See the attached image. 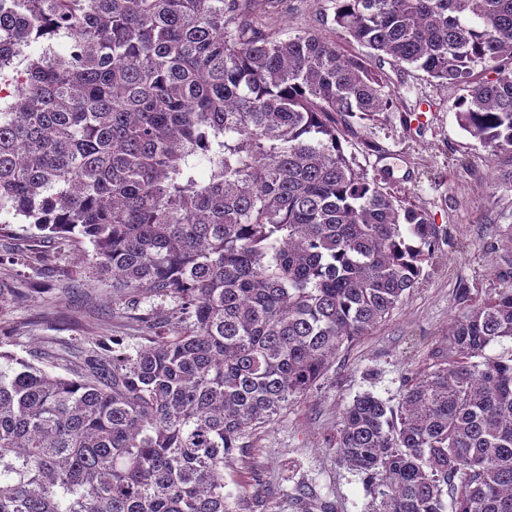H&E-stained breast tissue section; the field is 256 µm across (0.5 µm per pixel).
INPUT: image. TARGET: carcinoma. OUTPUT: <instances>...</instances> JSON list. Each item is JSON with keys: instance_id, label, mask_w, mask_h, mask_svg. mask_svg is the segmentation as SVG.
Segmentation results:
<instances>
[{"instance_id": "1", "label": "carcinoma", "mask_w": 512, "mask_h": 512, "mask_svg": "<svg viewBox=\"0 0 512 512\" xmlns=\"http://www.w3.org/2000/svg\"><path fill=\"white\" fill-rule=\"evenodd\" d=\"M281 2L0 0V231L85 239L76 275L180 314L73 378L0 352V512H235L240 439L434 254L426 212L342 145L396 104L372 61L461 87L459 127L512 153V0H330L293 36ZM508 341L512 286L451 319L397 407L345 409L336 448L379 512H512V353L487 354Z\"/></svg>"}]
</instances>
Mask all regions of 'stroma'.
<instances>
[{
	"instance_id": "1",
	"label": "stroma",
	"mask_w": 512,
	"mask_h": 512,
	"mask_svg": "<svg viewBox=\"0 0 512 512\" xmlns=\"http://www.w3.org/2000/svg\"><path fill=\"white\" fill-rule=\"evenodd\" d=\"M328 0H283L275 20L289 32L321 26ZM396 107L356 122L343 147L355 168L384 180L403 205L422 208L435 224V253L421 283L391 318L342 347L317 388L290 401L275 420L248 433L224 465V492L235 512H300V492L327 501L332 512H377L380 498L344 465L335 437L354 397L373 393L398 405L416 372L430 367L448 324L470 300L512 285V155L490 154L456 121L457 88L423 72L383 64ZM0 236V351L58 375L120 340L145 344L153 313L173 299L129 305L110 282H78L88 242L40 244L41 263L17 256L29 248L19 224ZM469 297H462V288Z\"/></svg>"
}]
</instances>
